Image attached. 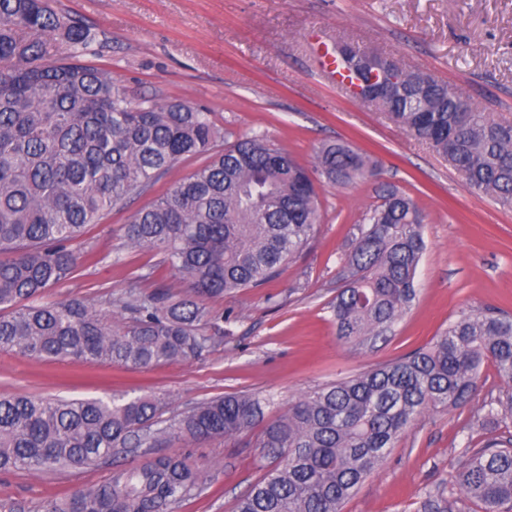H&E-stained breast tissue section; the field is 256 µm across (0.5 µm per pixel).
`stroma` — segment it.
<instances>
[{
    "label": "stroma",
    "instance_id": "35a3bbf8",
    "mask_svg": "<svg viewBox=\"0 0 512 512\" xmlns=\"http://www.w3.org/2000/svg\"><path fill=\"white\" fill-rule=\"evenodd\" d=\"M94 38L81 54L133 103L190 101L214 114L224 144L265 135L312 165L326 143L344 141L376 165L373 177L345 188L319 185L322 221L314 238L260 288L208 299L215 319L210 346L183 362L131 369L77 360L49 362L0 351V393L39 399L157 395L164 423L197 403L229 393L271 400L265 417L290 401L433 343L461 312L496 307L512 313V210L470 188L429 144L353 98L314 66L313 47L348 43L395 57L457 87L464 99L512 118V0H52ZM182 160L152 188L113 208L82 240L95 264L47 289L41 301L73 297L118 311L131 278L148 273L144 292L178 280L155 270L156 256L122 249V227L137 210L203 165ZM422 210L427 247L415 275L416 298L387 340L340 341L330 311L338 273L370 213L388 190ZM492 363L481 368L472 400L424 413L342 512H415L423 493L448 478L467 448L499 437L497 425L472 424L476 408L505 393ZM259 430L197 442L175 438L158 449L122 448L90 466L42 474L0 473V506L41 512L51 499L106 481L116 467L144 463L153 452L178 454L206 474L203 489L170 512H233L237 497L261 475Z\"/></svg>",
    "mask_w": 512,
    "mask_h": 512
}]
</instances>
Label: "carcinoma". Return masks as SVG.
Here are the masks:
<instances>
[{
	"label": "carcinoma",
	"mask_w": 512,
	"mask_h": 512,
	"mask_svg": "<svg viewBox=\"0 0 512 512\" xmlns=\"http://www.w3.org/2000/svg\"><path fill=\"white\" fill-rule=\"evenodd\" d=\"M69 53L51 58L43 35ZM89 28L48 0H0V350L55 361L112 362L136 369L200 356L210 337L203 299L258 288L313 238L321 223L315 181L348 187L374 174L370 159L326 144L312 168L255 134L222 151L213 113L183 100L133 103L111 76L80 63ZM405 88L369 101L425 140L469 186L512 207V119L465 100L455 87L396 64ZM207 161L123 228V247L151 252L189 283L174 299L144 293L155 268L133 278L118 320L71 298L39 304L44 291L92 258L74 244L116 205L147 190L188 156ZM425 250L421 214L395 191L359 227L339 277L333 315L339 338L365 344L385 335L415 299ZM490 361L507 385L473 417L484 427L512 419V316L464 312L433 344L326 384L288 403L259 436L264 473L235 512H341V505L426 411L467 403ZM168 402L36 400L0 395V472L91 465L128 446L161 440L230 439L263 418V398L227 394L155 428ZM179 455L156 453L41 512H166L205 484ZM512 512V435L468 448L448 485L425 492L418 512Z\"/></svg>",
	"instance_id": "carcinoma-1"
}]
</instances>
